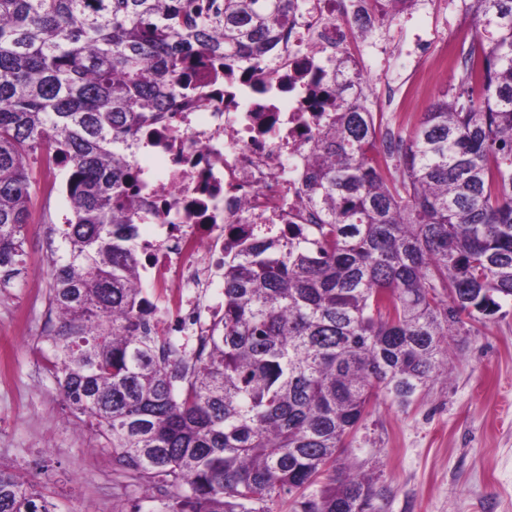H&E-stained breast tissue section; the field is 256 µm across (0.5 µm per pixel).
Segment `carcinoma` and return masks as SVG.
Segmentation results:
<instances>
[{"label":"carcinoma","instance_id":"obj_1","mask_svg":"<svg viewBox=\"0 0 512 512\" xmlns=\"http://www.w3.org/2000/svg\"><path fill=\"white\" fill-rule=\"evenodd\" d=\"M291 0H0V295L24 278L42 175L56 322L45 371L159 512H385L336 467L371 400L409 406L448 337L512 302V0H473L457 84L379 157L369 95L334 99L307 175L314 245L276 237L224 262V317L189 360L146 318L133 150L198 54L262 55ZM0 512H56L0 462Z\"/></svg>","mask_w":512,"mask_h":512}]
</instances>
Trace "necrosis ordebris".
Masks as SVG:
<instances>
[{
  "label": "necrosis or debris",
  "instance_id": "4bbe7bcc",
  "mask_svg": "<svg viewBox=\"0 0 512 512\" xmlns=\"http://www.w3.org/2000/svg\"><path fill=\"white\" fill-rule=\"evenodd\" d=\"M368 0H297L272 56H210L169 123L141 142L161 172L140 168L138 199L155 233L138 238L143 272L163 289L155 321L200 343L224 312V261L243 242L311 237L305 202L311 137L329 112L311 109L312 79L343 65L348 95L373 85L389 60Z\"/></svg>",
  "mask_w": 512,
  "mask_h": 512
}]
</instances>
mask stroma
Listing matches in <instances>:
<instances>
[{
	"label": "stroma",
	"instance_id": "obj_1",
	"mask_svg": "<svg viewBox=\"0 0 512 512\" xmlns=\"http://www.w3.org/2000/svg\"><path fill=\"white\" fill-rule=\"evenodd\" d=\"M422 22L458 50L475 34L461 0H426ZM454 83L450 65L424 58L409 124ZM25 250L28 275L0 302V462L43 488L57 512H153L141 490L114 483L111 450L76 426L44 371L34 345L50 283L41 220L28 225ZM448 342L447 377L406 408L373 401L344 459L376 478L386 512H512V303Z\"/></svg>",
	"mask_w": 512,
	"mask_h": 512
}]
</instances>
